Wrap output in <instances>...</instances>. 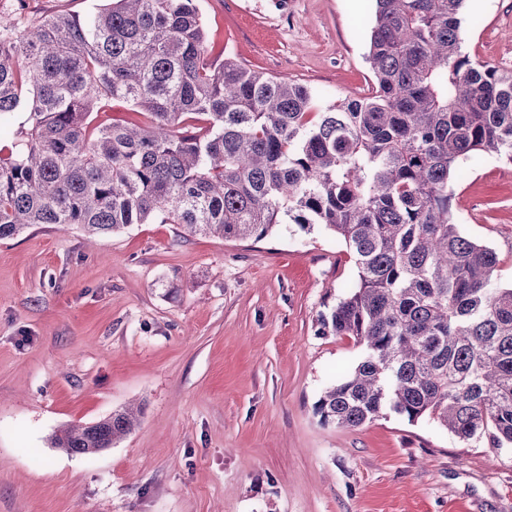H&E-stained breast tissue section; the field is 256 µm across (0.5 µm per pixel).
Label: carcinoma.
I'll list each match as a JSON object with an SVG mask.
<instances>
[{
  "mask_svg": "<svg viewBox=\"0 0 512 512\" xmlns=\"http://www.w3.org/2000/svg\"><path fill=\"white\" fill-rule=\"evenodd\" d=\"M377 87L320 112L286 79L208 61L195 0H111L0 28V118H27L0 156V240L35 224L98 237L134 224L260 241L321 224L355 281L319 314L363 355L319 398L326 424L393 413L463 443L512 446V285L459 230L449 183L478 152L512 163V72L462 50L465 0H374ZM123 100L145 121L100 119ZM121 408L63 426L93 455L139 424Z\"/></svg>",
  "mask_w": 512,
  "mask_h": 512,
  "instance_id": "1",
  "label": "carcinoma"
}]
</instances>
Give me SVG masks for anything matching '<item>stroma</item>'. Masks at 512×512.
<instances>
[{
	"label": "stroma",
	"instance_id": "1",
	"mask_svg": "<svg viewBox=\"0 0 512 512\" xmlns=\"http://www.w3.org/2000/svg\"><path fill=\"white\" fill-rule=\"evenodd\" d=\"M103 0H0V25ZM207 57L305 86L318 107L372 94L373 0H197ZM465 52L512 71V0H466ZM462 234L512 284V164L481 152L450 183ZM322 225L225 240L136 224L88 240L0 241V512H512V450L395 415L325 425L324 389L362 356L318 315L352 282ZM141 405L94 455L55 430Z\"/></svg>",
	"mask_w": 512,
	"mask_h": 512
}]
</instances>
